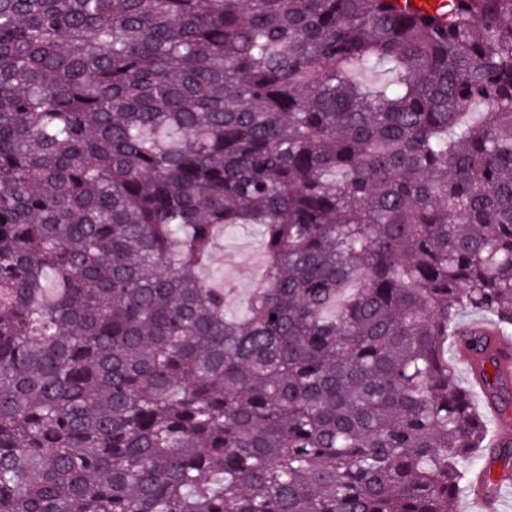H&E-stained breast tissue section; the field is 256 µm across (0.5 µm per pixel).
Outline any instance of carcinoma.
Wrapping results in <instances>:
<instances>
[{
  "label": "carcinoma",
  "instance_id": "carcinoma-1",
  "mask_svg": "<svg viewBox=\"0 0 512 512\" xmlns=\"http://www.w3.org/2000/svg\"><path fill=\"white\" fill-rule=\"evenodd\" d=\"M396 2L0 0V512L512 485L474 405L512 423V0ZM258 256L263 257V253L253 229L249 225H234L224 228L209 264L203 269L215 287L230 289L228 308L234 313L244 311L258 283L263 269Z\"/></svg>",
  "mask_w": 512,
  "mask_h": 512
}]
</instances>
